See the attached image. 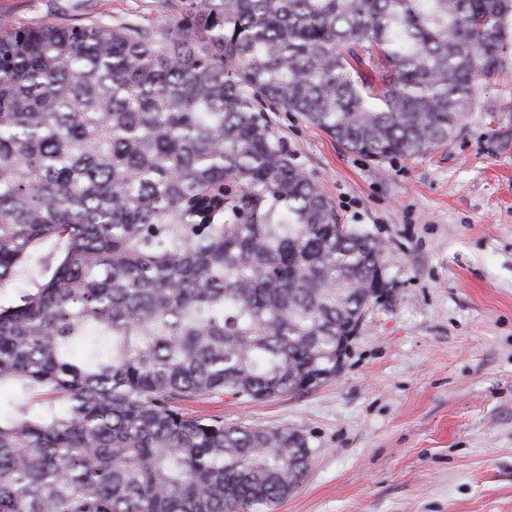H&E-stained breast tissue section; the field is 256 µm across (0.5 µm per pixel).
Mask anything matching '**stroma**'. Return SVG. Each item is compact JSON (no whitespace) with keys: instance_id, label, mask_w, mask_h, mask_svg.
Returning a JSON list of instances; mask_svg holds the SVG:
<instances>
[{"instance_id":"obj_1","label":"stroma","mask_w":512,"mask_h":512,"mask_svg":"<svg viewBox=\"0 0 512 512\" xmlns=\"http://www.w3.org/2000/svg\"><path fill=\"white\" fill-rule=\"evenodd\" d=\"M164 23L156 0H0V27L90 19ZM494 90L448 143L372 161L295 112L271 126L321 182L342 224L389 245L385 288L335 379L268 403L185 405L225 424L289 426L311 448L305 481L273 512H512V46ZM39 245L0 291L17 300L54 268Z\"/></svg>"}]
</instances>
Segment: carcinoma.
<instances>
[{
    "label": "carcinoma",
    "mask_w": 512,
    "mask_h": 512,
    "mask_svg": "<svg viewBox=\"0 0 512 512\" xmlns=\"http://www.w3.org/2000/svg\"><path fill=\"white\" fill-rule=\"evenodd\" d=\"M154 27L0 29V512H270L297 429L182 402L336 378L387 251L340 224L267 113L374 161L451 139L496 85L512 0H179ZM60 257L59 249L51 242H45L36 248L34 258L22 265L16 272L11 284L0 294L2 303L15 301L23 292L31 289L43 277L47 268L53 269ZM50 397V394L40 390L20 392L17 388H11L2 395V412L9 411L13 402L19 399V402L25 404L31 412L39 413L52 403Z\"/></svg>",
    "instance_id": "obj_1"
}]
</instances>
